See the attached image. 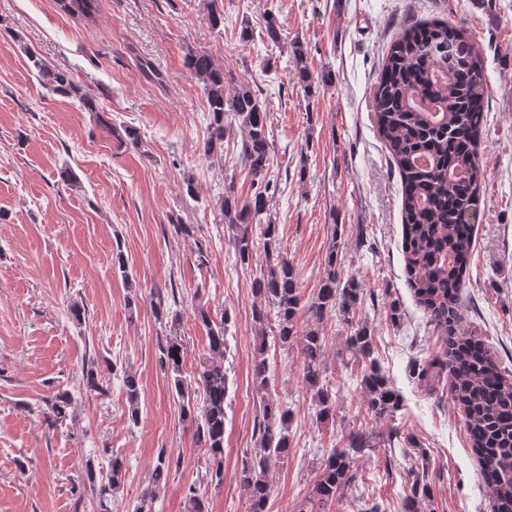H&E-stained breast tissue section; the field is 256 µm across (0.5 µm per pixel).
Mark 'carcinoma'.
Returning a JSON list of instances; mask_svg holds the SVG:
<instances>
[{"label": "carcinoma", "instance_id": "cac0c4a2", "mask_svg": "<svg viewBox=\"0 0 512 512\" xmlns=\"http://www.w3.org/2000/svg\"><path fill=\"white\" fill-rule=\"evenodd\" d=\"M455 55L448 56V45ZM25 53L37 77L52 93L77 100L90 112L95 103L84 95L71 76L50 67L39 55ZM186 66L203 84L210 113L209 137L204 154L215 156L224 149L228 130L239 127L241 154L255 176L270 167L268 112L248 86L234 95L224 93V71L205 54L190 51ZM484 61L464 29L446 22L420 20L408 23L390 46L373 93L377 130L385 142L401 179L403 252L409 284L417 302L435 327L445 330L446 347L441 357L415 364L412 375L418 383L433 386L443 371L452 375L450 398L465 417L471 448L481 466V477L489 490L487 512H512V375L500 367L484 341L472 334H457L463 318L460 291L471 265V244L479 218V194L485 169L480 156V136L486 123L483 86ZM224 216L235 228L231 245L240 262L252 257L257 239L263 240L266 269L255 278L253 288L265 308L255 310L259 322L274 319V336L281 346L299 340L302 382L312 391L316 419L336 416V393L323 366L324 336L317 328L302 337L294 332L300 312L320 323L335 311L340 321L352 324V315L364 289L355 279L342 280L336 268V244L328 247L320 286L304 306L294 265L279 248L276 225L264 223L265 193L257 192L246 202L226 196ZM265 224L259 236L253 225ZM207 330L208 355L196 367L193 379L183 376L184 351L173 338L160 347L159 362L167 370L170 386L182 400L183 416L195 426L199 443L209 454L211 481H224V404L228 378L224 371L226 328L199 310ZM266 338L257 347L261 359L255 364L256 391L261 394L262 419L258 422L259 444L254 457L240 470L247 489V512H266L270 495L268 469L273 460L290 453L288 423L291 410L271 398L268 367L264 358ZM344 351L362 366L360 383L367 395L368 410L377 418H395L403 402L398 391L381 372L374 356L373 336L365 326L350 329ZM128 419H140L139 384L133 374L123 380ZM49 424L65 420L71 397L62 392L47 401ZM376 444L373 435L353 430L345 446L332 448L323 457L308 503L324 507L340 490L357 481L354 460ZM121 465L112 461L108 484L99 490L100 506L121 486ZM432 496L431 487L413 479L404 512H420ZM185 512H208L204 496L190 486L185 494Z\"/></svg>", "mask_w": 512, "mask_h": 512}]
</instances>
